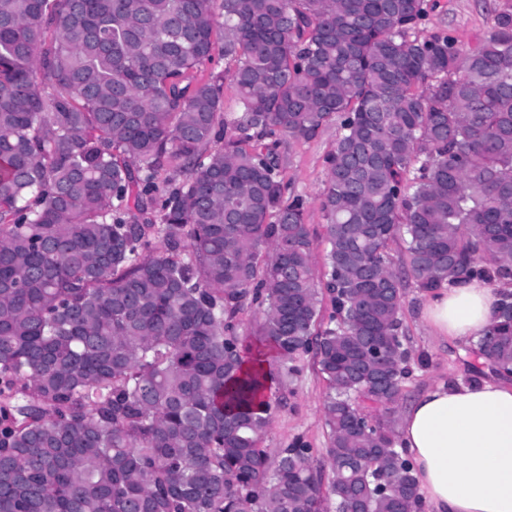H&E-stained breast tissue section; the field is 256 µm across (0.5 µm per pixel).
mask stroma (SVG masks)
I'll return each mask as SVG.
<instances>
[{"label": "stroma", "mask_w": 512, "mask_h": 512, "mask_svg": "<svg viewBox=\"0 0 512 512\" xmlns=\"http://www.w3.org/2000/svg\"><path fill=\"white\" fill-rule=\"evenodd\" d=\"M431 9L418 33L426 37L444 33L458 44L475 47L488 34L495 10L512 7V0H430ZM336 141L335 126H328L313 140L295 144L291 165L284 173L288 192L304 201L306 222L313 236L312 264L322 273L326 242L321 195L328 171L326 159ZM424 295L407 287L402 318L410 349L411 377L404 384V400L412 402L429 385L446 381L466 383L474 376V360L464 341L433 336L423 321ZM295 373L280 372L273 390V411L264 434L271 449L285 448L301 441L322 452L327 446L323 400L325 383L313 355L301 357Z\"/></svg>", "instance_id": "35a3bbf8"}]
</instances>
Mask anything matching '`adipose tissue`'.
<instances>
[{
  "instance_id": "adipose-tissue-1",
  "label": "adipose tissue",
  "mask_w": 512,
  "mask_h": 512,
  "mask_svg": "<svg viewBox=\"0 0 512 512\" xmlns=\"http://www.w3.org/2000/svg\"><path fill=\"white\" fill-rule=\"evenodd\" d=\"M499 288L473 279L431 293L436 335L470 340L494 319ZM400 443L429 512H512V384L438 383L407 407Z\"/></svg>"
}]
</instances>
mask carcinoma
Masks as SVG:
<instances>
[{"instance_id":"carcinoma-1","label":"carcinoma","mask_w":512,"mask_h":512,"mask_svg":"<svg viewBox=\"0 0 512 512\" xmlns=\"http://www.w3.org/2000/svg\"><path fill=\"white\" fill-rule=\"evenodd\" d=\"M427 16L0 0V512H421L392 428L358 401L401 400L405 283L512 281V9L471 50L419 36ZM218 35L234 67L205 76ZM336 121L318 279L283 174L291 143ZM309 352L321 462L262 445L274 366ZM473 353L512 377V292Z\"/></svg>"}]
</instances>
